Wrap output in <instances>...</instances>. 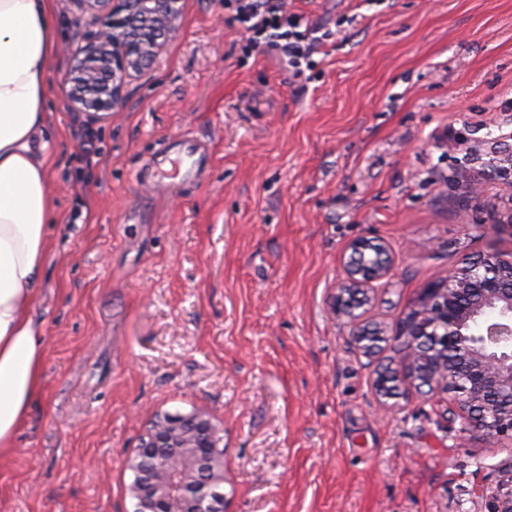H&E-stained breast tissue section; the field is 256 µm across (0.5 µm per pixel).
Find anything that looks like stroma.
Segmentation results:
<instances>
[{
	"instance_id": "stroma-1",
	"label": "stroma",
	"mask_w": 512,
	"mask_h": 512,
	"mask_svg": "<svg viewBox=\"0 0 512 512\" xmlns=\"http://www.w3.org/2000/svg\"><path fill=\"white\" fill-rule=\"evenodd\" d=\"M53 2L61 44L84 43L90 15ZM286 4L331 32L299 80L224 0H183L98 117L52 59L42 381L0 512H131L150 418L193 411L224 429V512H493L472 488L512 445L460 439L447 396L380 402L327 299L360 236L394 255L389 330L466 256L512 249V0ZM184 135L204 179L157 190L147 163Z\"/></svg>"
}]
</instances>
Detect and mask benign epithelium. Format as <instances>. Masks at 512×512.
<instances>
[{
	"label": "benign epithelium",
	"instance_id": "obj_1",
	"mask_svg": "<svg viewBox=\"0 0 512 512\" xmlns=\"http://www.w3.org/2000/svg\"><path fill=\"white\" fill-rule=\"evenodd\" d=\"M106 20L82 46L66 48L73 64L70 106L96 116L116 109L130 72L138 71L176 33L182 0H75ZM343 277L327 301L351 328L349 344L368 359L387 340L371 315L375 293L393 270L385 243L361 236L341 257ZM393 339L404 357L393 371L377 366L372 387L389 398L401 385L452 397L464 420L488 440L512 443V250L481 251L421 289ZM221 429L204 412L153 415L128 459L133 512H224ZM496 512H512V468L497 486Z\"/></svg>",
	"mask_w": 512,
	"mask_h": 512
}]
</instances>
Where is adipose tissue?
<instances>
[{
	"mask_svg": "<svg viewBox=\"0 0 512 512\" xmlns=\"http://www.w3.org/2000/svg\"><path fill=\"white\" fill-rule=\"evenodd\" d=\"M57 48L52 0H0V450L13 446L41 383L29 309L54 221L47 112Z\"/></svg>",
	"mask_w": 512,
	"mask_h": 512,
	"instance_id": "obj_1",
	"label": "adipose tissue"
}]
</instances>
